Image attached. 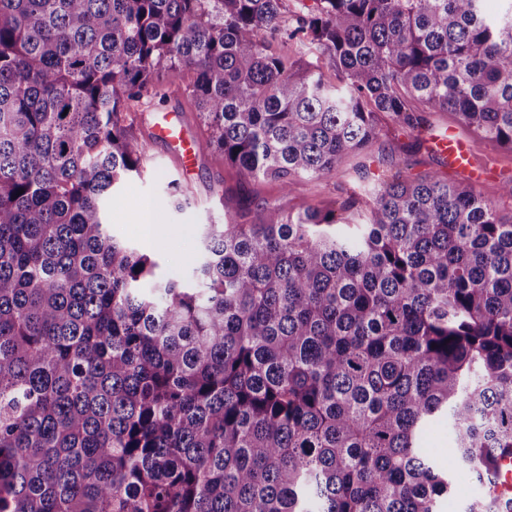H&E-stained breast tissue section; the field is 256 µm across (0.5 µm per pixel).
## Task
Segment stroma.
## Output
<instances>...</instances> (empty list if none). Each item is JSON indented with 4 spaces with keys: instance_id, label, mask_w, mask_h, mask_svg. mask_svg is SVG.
Returning <instances> with one entry per match:
<instances>
[{
    "instance_id": "obj_1",
    "label": "stroma",
    "mask_w": 512,
    "mask_h": 512,
    "mask_svg": "<svg viewBox=\"0 0 512 512\" xmlns=\"http://www.w3.org/2000/svg\"><path fill=\"white\" fill-rule=\"evenodd\" d=\"M192 79V73L187 70L181 71L175 79L167 71H160L158 83L165 94L164 100L152 101L147 108L135 106L127 111L125 122L140 140L147 142L151 161L141 176L124 181L116 189L112 203L106 209L110 233L137 249L147 250L159 264V276L193 282L188 260L199 249L201 225L232 223L241 204L257 206L268 202L298 212L308 207L330 209L347 199L350 193H364L366 184L355 172L359 164L355 157L347 159L336 172L322 179L298 181L287 193L272 183L240 184L233 170L206 146L200 149L196 167L180 170L167 156L164 147L151 141L149 132L157 111L172 107L181 110L190 128L200 130L198 114L187 93ZM426 118L432 130L453 129L468 143L474 164L491 171L480 186L483 196L497 201L504 215H511L512 201L502 198L501 180L512 176V151L462 124L452 113L430 112ZM375 157L371 169L377 173L404 165L414 175L436 172L452 181L464 183L468 180L465 173L442 165L436 155L412 148L410 139L395 131L384 138ZM173 179L181 183L187 195L186 204L179 210L169 207L166 202V186ZM146 214L162 227L156 242L151 245L145 244L140 232L141 218Z\"/></svg>"
}]
</instances>
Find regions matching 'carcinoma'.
<instances>
[{
  "mask_svg": "<svg viewBox=\"0 0 512 512\" xmlns=\"http://www.w3.org/2000/svg\"><path fill=\"white\" fill-rule=\"evenodd\" d=\"M485 2L0 0V512H441L461 468L469 512H512V219L477 186L242 209L195 288L105 219L163 68L241 183L423 144L422 106L512 151V0ZM453 447V435L447 419L433 422L422 434L420 448L435 463L448 458V449Z\"/></svg>",
  "mask_w": 512,
  "mask_h": 512,
  "instance_id": "cac0c4a2",
  "label": "carcinoma"
}]
</instances>
